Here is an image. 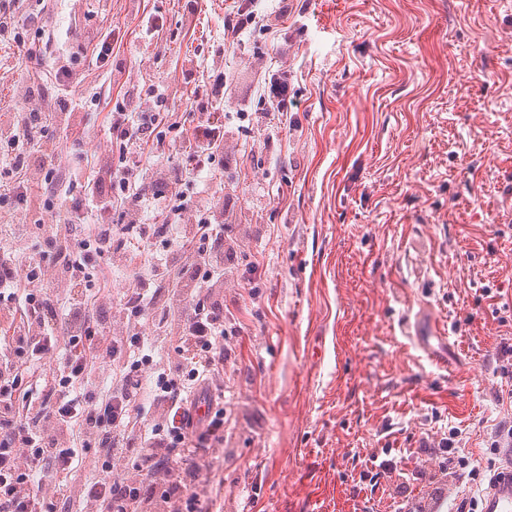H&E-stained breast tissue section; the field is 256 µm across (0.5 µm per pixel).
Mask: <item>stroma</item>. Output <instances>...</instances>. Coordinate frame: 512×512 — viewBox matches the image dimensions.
Segmentation results:
<instances>
[{"instance_id": "stroma-1", "label": "stroma", "mask_w": 512, "mask_h": 512, "mask_svg": "<svg viewBox=\"0 0 512 512\" xmlns=\"http://www.w3.org/2000/svg\"><path fill=\"white\" fill-rule=\"evenodd\" d=\"M240 0H55L40 30L89 41L112 32L119 73L87 55L75 96L167 85L166 111L198 124L197 72L223 51L224 202L243 242L224 301L242 330L225 338L230 402L213 512H393L455 492L430 451L451 428L488 465L512 418V0H255L260 24L223 49ZM167 28L146 40L143 13ZM287 71V114L260 87ZM50 85L0 44V125L21 81ZM266 112L263 128L239 111ZM428 308L449 326L448 365L404 325ZM387 453L393 484L371 461Z\"/></svg>"}]
</instances>
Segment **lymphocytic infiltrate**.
Returning <instances> with one entry per match:
<instances>
[{"mask_svg":"<svg viewBox=\"0 0 512 512\" xmlns=\"http://www.w3.org/2000/svg\"><path fill=\"white\" fill-rule=\"evenodd\" d=\"M48 8L49 0H0V43L51 57L55 78L50 104L41 86L27 85L0 130V199L27 214L36 179L43 213L64 216L60 225L0 227V322L11 331L0 340V512H55L57 500L71 498L83 512H211L221 485H198L195 458L224 444V338L233 321L224 279L238 267L239 247L224 235L223 205L182 187L224 156V125L206 114L224 85L196 86L203 116L185 137L173 113L157 108L165 88L148 84L113 105L103 160L90 166L73 152L56 166L48 134L77 126L83 105L67 81L88 49L27 38ZM158 150L168 164L160 177L145 161ZM148 207L158 223L141 222ZM159 241L163 254L150 256ZM115 264L132 273L116 301L101 291ZM110 362L120 368L103 388L95 366ZM201 400L207 417L197 422ZM458 436L454 428L439 440V467L468 490L482 472L460 455ZM90 448L101 464L83 476Z\"/></svg>","mask_w":512,"mask_h":512,"instance_id":"f902f5d3","label":"lymphocytic infiltrate"}]
</instances>
